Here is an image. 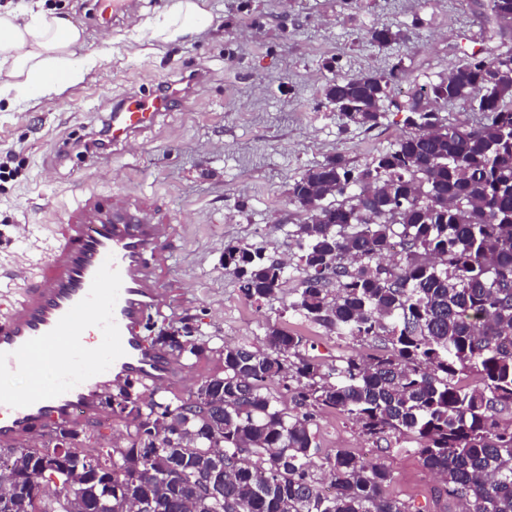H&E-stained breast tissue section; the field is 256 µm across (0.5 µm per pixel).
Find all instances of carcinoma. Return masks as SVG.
I'll return each mask as SVG.
<instances>
[{
	"mask_svg": "<svg viewBox=\"0 0 512 512\" xmlns=\"http://www.w3.org/2000/svg\"><path fill=\"white\" fill-rule=\"evenodd\" d=\"M481 7L492 32L512 31L503 25L512 0ZM399 37L369 31L379 46ZM493 69L506 75L491 83ZM404 77L399 61L338 74L323 98L347 124L371 130ZM456 103L477 114L473 124L439 118ZM402 110L409 131L395 148L362 169L336 154L288 189L307 219L293 231L302 276L285 308L373 349L325 369L304 337L268 324L256 342L219 350L222 371L200 384L212 395L207 413H190L192 397L126 391L142 417L127 445L87 448L83 438L58 474L63 487L79 483V512H126L142 494L151 512H178L193 471L168 482L165 474L184 457L197 468L224 462V500L196 497L194 512H411L387 494L394 473L380 457L322 453L316 418L328 409L384 443L385 455L416 454L438 478L436 512H512V49L455 62L447 79L413 89ZM229 265L257 304L291 278L247 244L224 247ZM184 341L171 349L178 357L213 352L196 336ZM167 416L175 426L147 428ZM56 451L52 435L38 448H0V484ZM92 465L109 484L88 476ZM0 499V512L60 510L33 486Z\"/></svg>",
	"mask_w": 512,
	"mask_h": 512,
	"instance_id": "obj_1",
	"label": "carcinoma"
}]
</instances>
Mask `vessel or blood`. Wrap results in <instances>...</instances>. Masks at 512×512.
<instances>
[{"mask_svg": "<svg viewBox=\"0 0 512 512\" xmlns=\"http://www.w3.org/2000/svg\"><path fill=\"white\" fill-rule=\"evenodd\" d=\"M192 85L186 77L168 93L124 99L112 110L113 144L151 128ZM171 237L169 224L147 219L133 196L108 202L86 194L72 207L40 282L0 311V375L19 371L29 381L21 391L0 389V447L96 419L119 388L176 389L181 366L143 333L161 307ZM85 324L99 336L98 350L78 343Z\"/></svg>", "mask_w": 512, "mask_h": 512, "instance_id": "vessel-or-blood-1", "label": "vessel or blood"}]
</instances>
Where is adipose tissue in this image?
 <instances>
[{"instance_id":"adipose-tissue-1","label":"adipose tissue","mask_w":512,"mask_h":512,"mask_svg":"<svg viewBox=\"0 0 512 512\" xmlns=\"http://www.w3.org/2000/svg\"><path fill=\"white\" fill-rule=\"evenodd\" d=\"M211 22L201 0H176L167 14L143 26L153 38L171 42ZM82 40L80 28L42 6L30 7L22 18L0 10V102L45 97L81 81L94 65L75 54Z\"/></svg>"}]
</instances>
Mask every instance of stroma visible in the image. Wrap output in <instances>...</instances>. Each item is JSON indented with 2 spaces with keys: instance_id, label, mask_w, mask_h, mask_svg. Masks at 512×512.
Segmentation results:
<instances>
[{
  "instance_id": "35a3bbf8",
  "label": "stroma",
  "mask_w": 512,
  "mask_h": 512,
  "mask_svg": "<svg viewBox=\"0 0 512 512\" xmlns=\"http://www.w3.org/2000/svg\"><path fill=\"white\" fill-rule=\"evenodd\" d=\"M45 5L83 29L75 52L96 64L57 93L0 103V305L38 282L81 194L151 201L174 232L165 304L144 333L152 340L187 323L213 347L206 357L182 360L184 398L221 372L215 348L256 341L269 322L305 336L309 354L326 365L360 351L281 301H247L224 267L230 243L293 260L291 234L305 218L288 201L293 181L338 153L364 166L405 134V115L392 107L374 130L344 127L323 87L339 74L383 72L399 62L408 75L394 88L401 100L410 85L446 76L451 62L512 46L484 33L473 0H205L211 25L169 43L138 27L165 13L150 0L116 25L99 18L94 0ZM373 27L401 39L378 46L366 35ZM181 73L200 77L192 100L136 141L92 157L73 150L101 129L113 104ZM317 424L322 452L364 453L366 440L344 416L326 411ZM390 465L389 494L428 512L431 473L410 453Z\"/></svg>"
}]
</instances>
